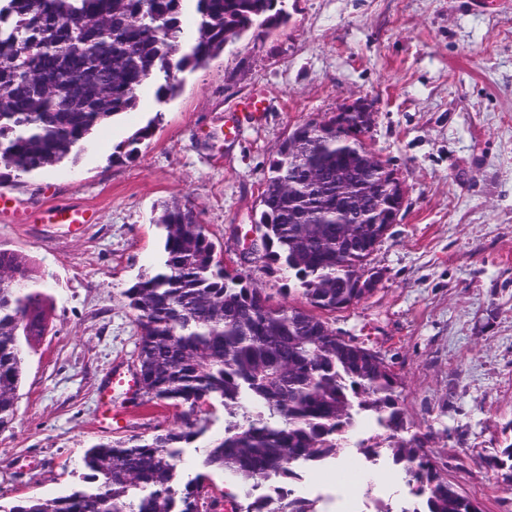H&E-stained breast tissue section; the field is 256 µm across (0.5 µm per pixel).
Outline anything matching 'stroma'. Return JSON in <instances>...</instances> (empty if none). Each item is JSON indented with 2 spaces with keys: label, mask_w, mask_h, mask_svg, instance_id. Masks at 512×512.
<instances>
[{
  "label": "stroma",
  "mask_w": 512,
  "mask_h": 512,
  "mask_svg": "<svg viewBox=\"0 0 512 512\" xmlns=\"http://www.w3.org/2000/svg\"><path fill=\"white\" fill-rule=\"evenodd\" d=\"M286 25L229 45L181 75L160 103L95 133L64 162L0 180L24 219L0 220V244L51 284L43 336L25 350L16 420L0 431V503L77 486L96 441L173 427V409L112 387L131 373L139 328L125 291L162 259L161 205L191 203L227 269L294 305L291 281L249 254L269 161L294 129L342 105L374 103L368 149L400 174L406 201L369 258L371 295L331 317L337 333L399 375L415 430L430 434L444 475L483 512H512L484 459L512 421V0H283ZM261 96L253 120L243 102ZM152 135L135 158L131 135ZM239 133L228 138L226 124ZM94 214L73 230L37 215ZM355 493L339 463L304 469L295 488L320 512H371L410 500L403 470Z\"/></svg>",
  "instance_id": "obj_1"
}]
</instances>
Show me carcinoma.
Returning a JSON list of instances; mask_svg holds the SVG:
<instances>
[{
  "label": "carcinoma",
  "mask_w": 512,
  "mask_h": 512,
  "mask_svg": "<svg viewBox=\"0 0 512 512\" xmlns=\"http://www.w3.org/2000/svg\"><path fill=\"white\" fill-rule=\"evenodd\" d=\"M187 0H0V166L20 176L53 166L101 126L135 111L148 83L160 101L177 74L287 24L279 0H192L197 34L184 42ZM154 121L127 141V156ZM359 112L308 122L271 160L254 229L258 259L286 272L306 307L275 303L224 267L194 208L173 202L161 269L126 292L139 338L133 366L143 395L176 411V426L150 438L100 442L83 456L86 484L28 498L0 512H224L211 474L242 492L232 512H319L299 496L296 469L357 448L409 476L411 507L383 512H483L441 473L429 438L412 430L402 382L372 350L336 334L327 315L373 292L361 277L393 223L397 193L385 176L368 193L352 239L337 223L336 175L361 180L369 162ZM28 259L0 245V429L14 423L23 343L44 335L52 298ZM224 407L200 471L180 476L183 445L207 435L206 408ZM364 419L377 433L357 437ZM512 493V442L484 459ZM276 484V496L258 492Z\"/></svg>",
  "instance_id": "cac0c4a2"
}]
</instances>
